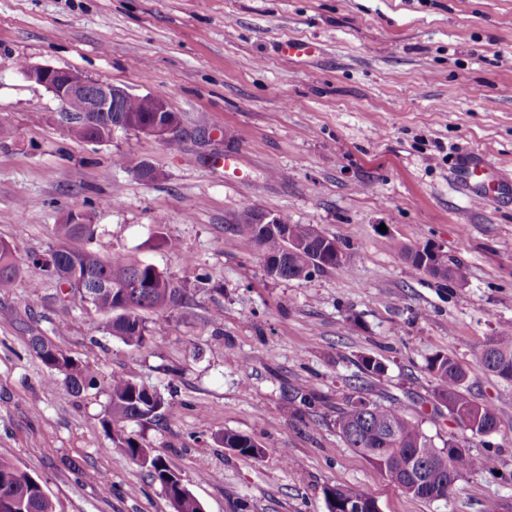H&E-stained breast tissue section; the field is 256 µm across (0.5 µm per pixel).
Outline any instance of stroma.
<instances>
[{
    "label": "stroma",
    "instance_id": "obj_1",
    "mask_svg": "<svg viewBox=\"0 0 512 512\" xmlns=\"http://www.w3.org/2000/svg\"><path fill=\"white\" fill-rule=\"evenodd\" d=\"M290 40L312 55L285 56ZM23 63L165 98L179 148L134 131L72 139ZM473 153L503 186L485 204L462 182ZM144 162L154 179L139 177ZM247 209L314 225L345 263L270 277L232 230ZM77 214L97 232L76 248L153 264L185 289L167 317L147 314L145 346L29 267ZM0 240L23 266L0 287V459L40 480L56 512H172L101 423L116 376L165 396L161 420L133 431L203 512H328L336 485L379 512H512V382L479 359L512 333V0H0ZM425 244L464 265L465 282L399 251ZM34 331L89 362L97 387L73 398L48 382ZM440 353L496 408L493 432L471 435L438 403L428 362ZM366 356L384 374L366 373ZM356 388L494 470L445 502L407 495L343 443L336 417ZM226 432L265 455L224 448Z\"/></svg>",
    "mask_w": 512,
    "mask_h": 512
}]
</instances>
